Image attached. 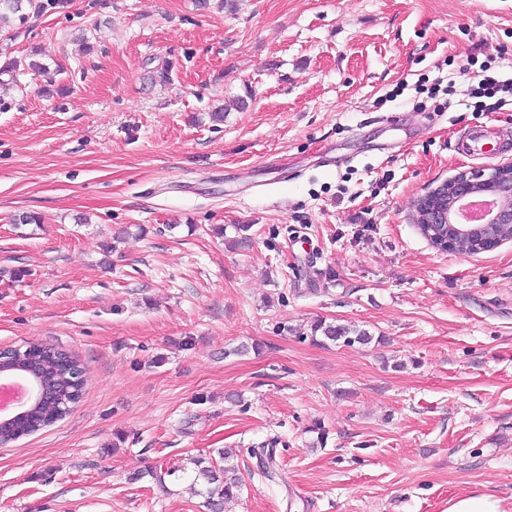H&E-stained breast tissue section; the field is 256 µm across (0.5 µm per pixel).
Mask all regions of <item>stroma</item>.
I'll return each mask as SVG.
<instances>
[{"label": "stroma", "instance_id": "stroma-1", "mask_svg": "<svg viewBox=\"0 0 512 512\" xmlns=\"http://www.w3.org/2000/svg\"><path fill=\"white\" fill-rule=\"evenodd\" d=\"M88 2L9 43L42 47L68 93L0 75V348L85 368L69 415L0 446V512H205L190 461L217 448L243 479L224 512H447L478 491L512 512V240L444 252L415 211L512 162L464 150L484 125L512 137V100L474 111L461 71L498 49L512 76V0ZM318 319L375 341L315 343Z\"/></svg>", "mask_w": 512, "mask_h": 512}]
</instances>
